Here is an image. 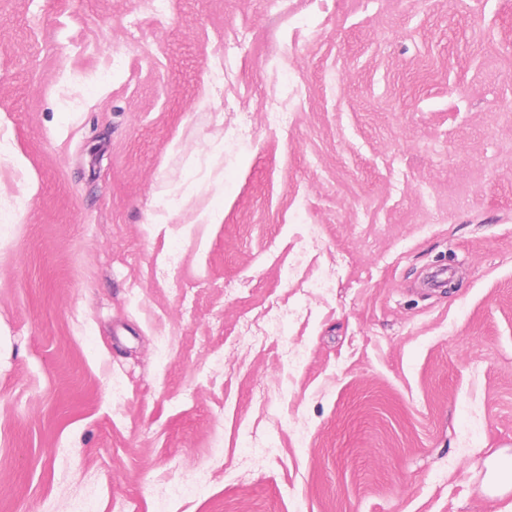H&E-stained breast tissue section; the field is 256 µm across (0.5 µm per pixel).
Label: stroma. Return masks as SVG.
<instances>
[{
    "mask_svg": "<svg viewBox=\"0 0 512 512\" xmlns=\"http://www.w3.org/2000/svg\"><path fill=\"white\" fill-rule=\"evenodd\" d=\"M503 448L512 0H0V512H505Z\"/></svg>",
    "mask_w": 512,
    "mask_h": 512,
    "instance_id": "35a3bbf8",
    "label": "stroma"
}]
</instances>
